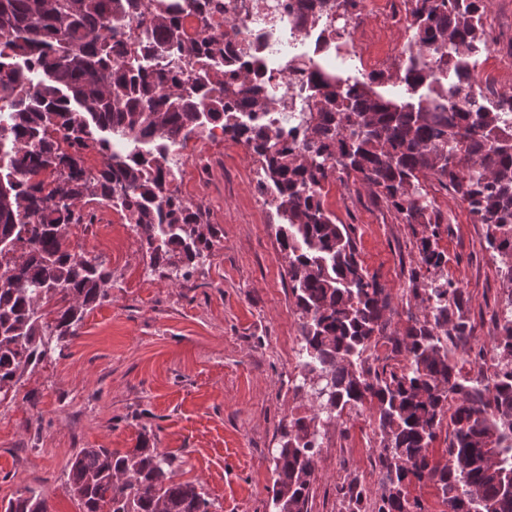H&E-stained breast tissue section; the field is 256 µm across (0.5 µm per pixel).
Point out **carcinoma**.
Instances as JSON below:
<instances>
[{"label": "carcinoma", "instance_id": "1", "mask_svg": "<svg viewBox=\"0 0 512 512\" xmlns=\"http://www.w3.org/2000/svg\"><path fill=\"white\" fill-rule=\"evenodd\" d=\"M362 0H317L303 18L336 19L328 39L349 41L348 9ZM488 0H404L413 44L436 54L434 69L412 65L344 84L312 71L308 89L289 95L288 120L301 146L264 120L276 86L261 79L266 62L224 69V34L187 35L171 0H0V398L35 369L52 340L79 335L86 315L108 295L112 271L64 246L69 228L92 223L96 207L121 211L141 236L151 269L181 284L209 256L207 211L173 193L171 149L213 133L258 157L259 180L280 220L276 237L300 322L301 376L313 413L281 426L274 459V512H309L321 427L347 412L375 411L383 435L381 487L372 502L354 482L343 487L349 512H415L413 482L435 480L449 512H512V92L491 107L462 85L458 69L490 50ZM200 24L223 11L220 0H186ZM161 51L168 67H151ZM398 80L406 95L374 89ZM246 96L253 111L229 105ZM103 157L88 169L85 154ZM359 179L404 224L426 227L419 264L438 270L441 223L425 183L435 181L486 226L488 249L501 258L508 296L499 314L492 382L462 373L453 338L474 326L458 309L449 280L419 281L421 315L387 333V296L363 267L349 224L323 201L336 171ZM392 336L389 357L368 351ZM453 432L446 463L428 452L447 406ZM175 458L141 437L122 452L83 448L71 459L69 491L81 512H210L194 482L173 479ZM0 512H49L33 489Z\"/></svg>", "mask_w": 512, "mask_h": 512}]
</instances>
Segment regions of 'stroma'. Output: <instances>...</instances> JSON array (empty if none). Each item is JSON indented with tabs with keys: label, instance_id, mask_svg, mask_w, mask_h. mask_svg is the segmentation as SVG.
Segmentation results:
<instances>
[{
	"label": "stroma",
	"instance_id": "1",
	"mask_svg": "<svg viewBox=\"0 0 512 512\" xmlns=\"http://www.w3.org/2000/svg\"><path fill=\"white\" fill-rule=\"evenodd\" d=\"M364 9L373 50L391 67L409 34L386 16L404 6L366 0ZM484 21L503 35L482 57L494 97L512 90V0H490ZM171 164L186 200L208 211L209 256L184 287L150 269L132 225H113L107 240L84 229L85 250L111 269L113 287L78 336L55 345L0 401V502L33 487L51 512H80L67 485L75 453L131 448L144 433L175 456L176 480L201 486L211 512H270L279 424L312 412L294 367L300 324L278 219L253 197L259 164L241 144L201 135L174 148ZM426 190L443 218L439 274L461 288L476 326L456 351L471 373L496 355L494 317L505 298L498 263L466 204L437 182ZM324 203L353 226L359 258L386 290V316L403 329L419 311L410 288L422 225L402 223L351 177ZM321 442L310 512H347L341 489L353 480L379 498L383 436L374 412L325 425Z\"/></svg>",
	"mask_w": 512,
	"mask_h": 512
}]
</instances>
